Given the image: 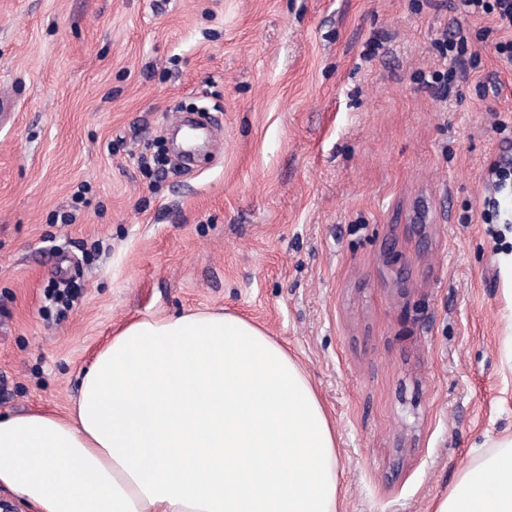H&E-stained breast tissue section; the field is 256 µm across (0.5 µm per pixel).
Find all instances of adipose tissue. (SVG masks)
<instances>
[{
  "instance_id": "obj_1",
  "label": "adipose tissue",
  "mask_w": 512,
  "mask_h": 512,
  "mask_svg": "<svg viewBox=\"0 0 512 512\" xmlns=\"http://www.w3.org/2000/svg\"><path fill=\"white\" fill-rule=\"evenodd\" d=\"M433 512H512V435ZM32 512H339L336 433L287 349L230 312L129 322L69 413L0 416Z\"/></svg>"
}]
</instances>
